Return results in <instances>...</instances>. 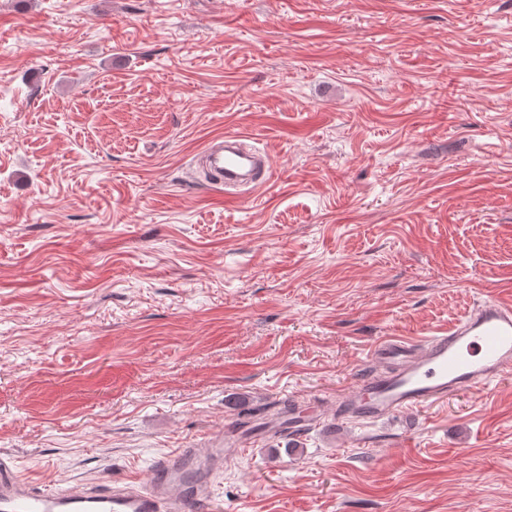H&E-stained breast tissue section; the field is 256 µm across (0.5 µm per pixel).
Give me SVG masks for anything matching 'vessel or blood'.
Returning a JSON list of instances; mask_svg holds the SVG:
<instances>
[{
	"label": "vessel or blood",
	"mask_w": 512,
	"mask_h": 512,
	"mask_svg": "<svg viewBox=\"0 0 512 512\" xmlns=\"http://www.w3.org/2000/svg\"><path fill=\"white\" fill-rule=\"evenodd\" d=\"M211 185L240 198L272 176L265 155L247 150L228 133L204 150ZM377 372L361 376L337 413L341 419H376L488 385L512 374V302H481L452 326L422 340L384 336L370 351ZM250 438L202 452L182 448L165 456L143 485L63 481L39 488L0 455V512H210L211 478L227 458L241 455Z\"/></svg>",
	"instance_id": "vessel-or-blood-1"
}]
</instances>
